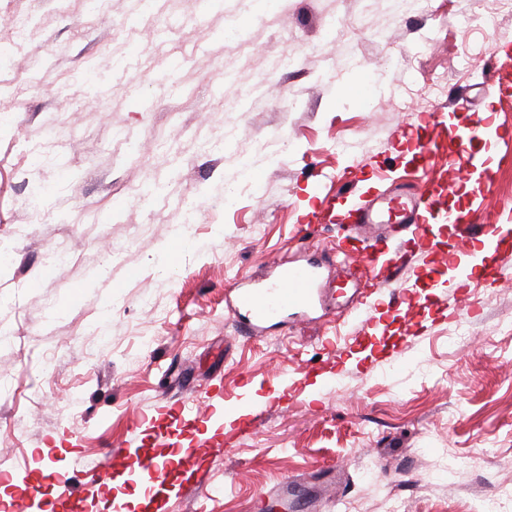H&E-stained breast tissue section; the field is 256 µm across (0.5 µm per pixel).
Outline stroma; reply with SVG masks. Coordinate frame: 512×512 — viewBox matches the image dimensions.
<instances>
[{"label": "stroma", "instance_id": "obj_1", "mask_svg": "<svg viewBox=\"0 0 512 512\" xmlns=\"http://www.w3.org/2000/svg\"><path fill=\"white\" fill-rule=\"evenodd\" d=\"M33 22L0 66V487L14 494L44 453L106 455L130 432L197 439V412L221 385H250L252 433L222 458L193 459L196 492L150 512H262L288 482L295 512H470L478 494L512 512V278L476 274L458 315L437 302L448 277L408 271L360 325L338 265L343 233L320 201L376 174L413 191L409 117L467 100L501 135L488 170L444 166L448 200L486 210L512 183V90L487 99L481 65L512 78V14L498 0H0V27ZM373 92L360 101L359 91ZM259 170L252 179L250 170ZM38 213H31V205ZM189 247L179 268L162 248ZM314 259L336 307L242 335L235 282L273 261ZM468 332V343L452 338ZM329 385L308 388L317 377ZM296 398L273 396L274 380ZM171 404L182 421L160 418ZM471 457L449 472L448 455Z\"/></svg>", "mask_w": 512, "mask_h": 512}]
</instances>
